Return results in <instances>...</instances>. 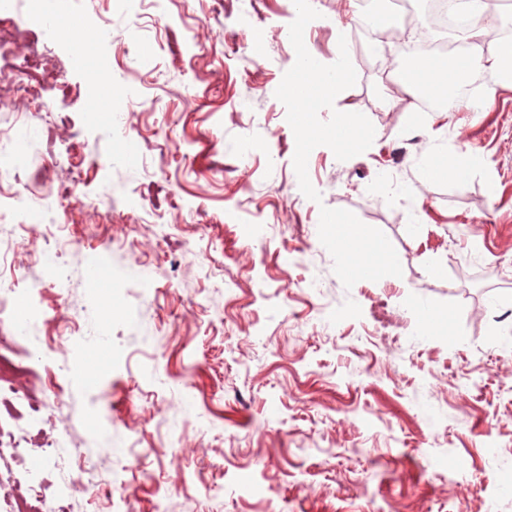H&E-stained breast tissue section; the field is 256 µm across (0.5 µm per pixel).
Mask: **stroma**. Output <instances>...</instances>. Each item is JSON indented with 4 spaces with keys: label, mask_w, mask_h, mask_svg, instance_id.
Wrapping results in <instances>:
<instances>
[{
    "label": "stroma",
    "mask_w": 512,
    "mask_h": 512,
    "mask_svg": "<svg viewBox=\"0 0 512 512\" xmlns=\"http://www.w3.org/2000/svg\"><path fill=\"white\" fill-rule=\"evenodd\" d=\"M65 5L37 85L26 182L75 186L85 205L62 215L74 250L60 292L20 256L48 318L37 348L0 328V354L31 364L20 384L41 412L0 420L74 448L44 463L54 495L69 477L71 512H512L499 473L512 465V90L488 111L477 72L448 115L402 89L403 32L373 54L343 0H317L311 56L332 63L346 37L356 84L332 110L364 114L372 145L346 161L319 146L306 198L295 137L275 91L295 60L292 0H158L141 40L113 0ZM136 89V152L119 150L110 108ZM473 160L466 180L447 174ZM80 183H72V171ZM139 198L98 207L114 185ZM353 212L394 246L403 274L345 288L321 244V207ZM122 244L159 283L149 306L162 341L147 349L126 317L137 289L91 275ZM390 315L373 318L376 300ZM445 322L422 335L418 304ZM103 322L111 347L86 353L69 330ZM197 414L177 421L185 401ZM123 448L92 445L99 425ZM28 471L0 462V512H24Z\"/></svg>",
    "instance_id": "1"
}]
</instances>
